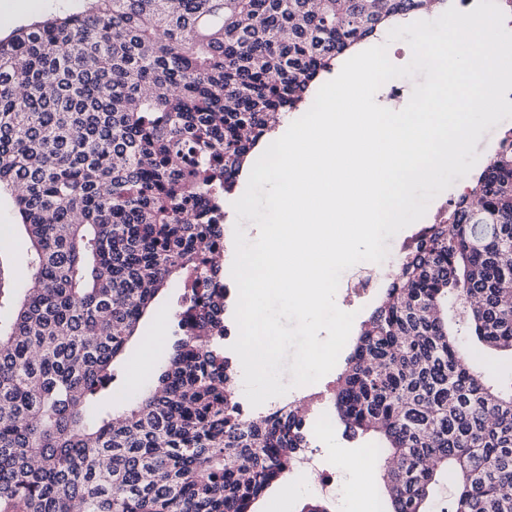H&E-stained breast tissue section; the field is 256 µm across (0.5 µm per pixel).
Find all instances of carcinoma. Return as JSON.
I'll return each mask as SVG.
<instances>
[{
	"instance_id": "obj_1",
	"label": "carcinoma",
	"mask_w": 512,
	"mask_h": 512,
	"mask_svg": "<svg viewBox=\"0 0 512 512\" xmlns=\"http://www.w3.org/2000/svg\"><path fill=\"white\" fill-rule=\"evenodd\" d=\"M423 2L94 0L0 39V192L26 242L25 288L0 289V512H250L282 481L303 417L241 415L224 200L338 58ZM412 241L336 379V422L379 439L390 512H431L445 470L446 512H512V383L471 371L444 313L512 354V129ZM190 274L153 385L102 406Z\"/></svg>"
}]
</instances>
